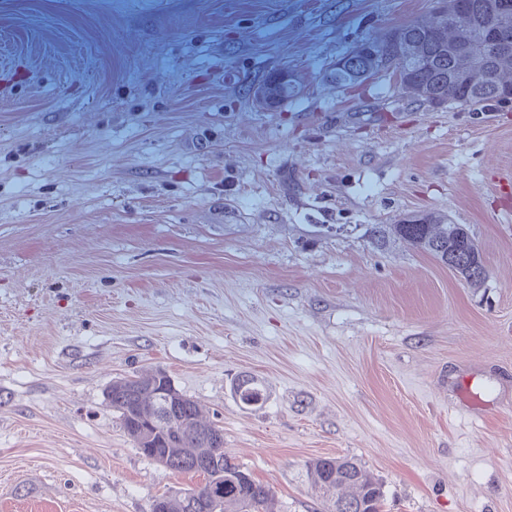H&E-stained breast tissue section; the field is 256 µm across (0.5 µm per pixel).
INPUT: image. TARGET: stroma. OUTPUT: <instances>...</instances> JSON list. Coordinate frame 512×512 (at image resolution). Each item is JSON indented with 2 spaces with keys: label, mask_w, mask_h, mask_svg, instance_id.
Listing matches in <instances>:
<instances>
[{
  "label": "stroma",
  "mask_w": 512,
  "mask_h": 512,
  "mask_svg": "<svg viewBox=\"0 0 512 512\" xmlns=\"http://www.w3.org/2000/svg\"><path fill=\"white\" fill-rule=\"evenodd\" d=\"M431 0H0V512L201 484L107 400L161 369L277 512L348 457L384 512H512V112L327 73ZM466 225L479 285L376 224ZM251 374L266 404L232 387ZM243 376V377H242ZM233 386V395L243 407L262 405L267 402L270 392L267 386L258 378L242 375Z\"/></svg>",
  "instance_id": "obj_1"
}]
</instances>
